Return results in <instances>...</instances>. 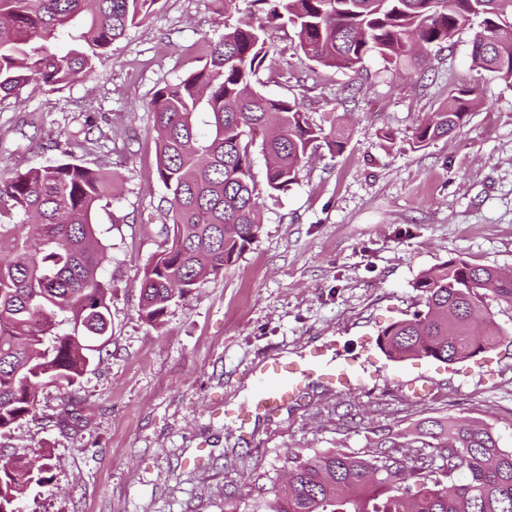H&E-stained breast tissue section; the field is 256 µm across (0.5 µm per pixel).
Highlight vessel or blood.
Wrapping results in <instances>:
<instances>
[{
    "mask_svg": "<svg viewBox=\"0 0 512 512\" xmlns=\"http://www.w3.org/2000/svg\"><path fill=\"white\" fill-rule=\"evenodd\" d=\"M323 370L326 379L344 388L353 387L354 375L347 367L323 368L319 357H312L309 369H301L277 361L265 364L256 378V408L277 411L301 392L308 370Z\"/></svg>",
    "mask_w": 512,
    "mask_h": 512,
    "instance_id": "b4317fda",
    "label": "vessel or blood"
}]
</instances>
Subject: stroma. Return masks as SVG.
I'll list each match as a JSON object with an SVG mask.
<instances>
[{
	"instance_id": "1",
	"label": "stroma",
	"mask_w": 512,
	"mask_h": 512,
	"mask_svg": "<svg viewBox=\"0 0 512 512\" xmlns=\"http://www.w3.org/2000/svg\"><path fill=\"white\" fill-rule=\"evenodd\" d=\"M212 0H157L150 17L61 91L0 100V169L73 160L112 176L95 215L110 261L112 337L68 390L48 389L33 417L0 436V456L51 451V482L30 487L27 512H247L252 484L271 485L289 452L371 454L418 424L466 418L512 448V305H493L505 332L494 350L446 364L394 362L379 331L419 309V274L449 259L512 271V85L471 64L479 19L430 48L419 71L380 57L354 70L316 65L292 31L277 30L255 77L275 99L297 101L310 122L342 116L348 141L303 163L288 191L265 192L258 237L223 274L175 299L159 326L139 314V281L167 243L156 175L153 116L159 88L203 67L224 27L248 18ZM481 100L460 128L426 147L414 132L449 90ZM350 364L345 391L308 378L298 399L247 423L251 374L266 360L312 350Z\"/></svg>"
}]
</instances>
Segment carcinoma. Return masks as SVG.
Returning <instances> with one entry per match:
<instances>
[{
  "label": "carcinoma",
  "instance_id": "cac0c4a2",
  "mask_svg": "<svg viewBox=\"0 0 512 512\" xmlns=\"http://www.w3.org/2000/svg\"><path fill=\"white\" fill-rule=\"evenodd\" d=\"M157 0H0V96L21 100L27 87L62 90L89 74L96 57L147 18ZM258 23L225 26L205 66L159 88L149 103L157 175L170 245L144 269L140 316L161 323L169 304L242 256L261 230L251 149L266 159V191L296 183L321 149L343 148L345 126L312 125L295 101L256 90L252 77L271 45L268 30L291 26L297 47L324 67L353 69L373 54L417 68L425 48L450 42L473 16L472 64L512 84V0H250ZM471 90H451L415 132L417 147L448 135L469 114ZM112 197V178L68 160L0 173V435L27 419L43 389L71 388L112 336L107 255L95 213ZM422 308L384 328L379 349L394 361L470 360L496 348L503 332L492 303L512 304V275L450 259L420 273ZM68 330H61V326ZM403 445L358 456L341 450L292 451L288 481L260 489L252 512H512V448L474 420L432 422ZM447 449L436 465L417 453ZM50 452L32 465L0 459V512H22L17 490L50 483ZM464 480L457 483L456 473Z\"/></svg>",
  "mask_w": 512,
  "mask_h": 512
}]
</instances>
